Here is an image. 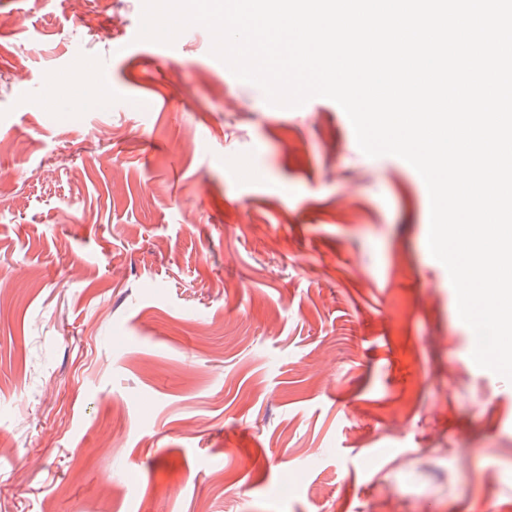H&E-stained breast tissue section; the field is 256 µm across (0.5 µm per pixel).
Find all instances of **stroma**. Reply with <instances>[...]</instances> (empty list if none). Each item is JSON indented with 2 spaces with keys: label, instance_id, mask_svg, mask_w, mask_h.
Returning <instances> with one entry per match:
<instances>
[{
  "label": "stroma",
  "instance_id": "35a3bbf8",
  "mask_svg": "<svg viewBox=\"0 0 512 512\" xmlns=\"http://www.w3.org/2000/svg\"><path fill=\"white\" fill-rule=\"evenodd\" d=\"M142 10L0 0V512H506L421 176Z\"/></svg>",
  "mask_w": 512,
  "mask_h": 512
}]
</instances>
